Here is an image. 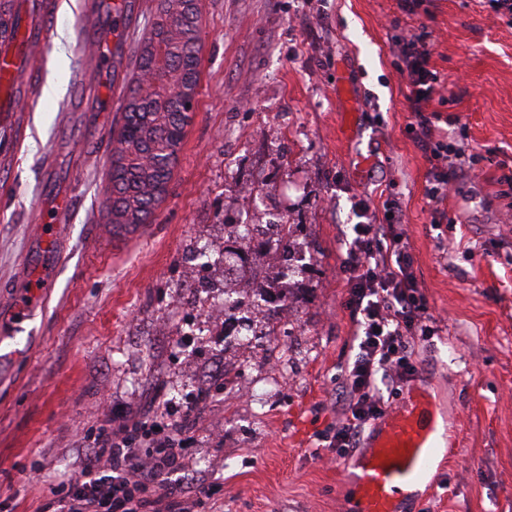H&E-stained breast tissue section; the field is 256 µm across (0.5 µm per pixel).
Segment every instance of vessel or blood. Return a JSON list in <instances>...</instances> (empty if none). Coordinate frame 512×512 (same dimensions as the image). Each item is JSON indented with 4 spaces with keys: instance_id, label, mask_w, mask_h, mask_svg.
Returning a JSON list of instances; mask_svg holds the SVG:
<instances>
[{
    "instance_id": "1",
    "label": "vessel or blood",
    "mask_w": 512,
    "mask_h": 512,
    "mask_svg": "<svg viewBox=\"0 0 512 512\" xmlns=\"http://www.w3.org/2000/svg\"><path fill=\"white\" fill-rule=\"evenodd\" d=\"M54 11L55 0H28L26 25L17 32L10 28L0 30V112L15 111L12 90L22 74L31 69L37 54L46 52L49 39L43 31ZM68 214L69 207L63 202L52 214L37 217V236L49 246L45 265L52 267L61 260L55 246ZM50 286L47 277L32 281L27 296L20 298L7 318L0 321V333L14 332L27 322L36 304L45 300ZM428 403L426 391L411 390L397 410L376 421L368 451L346 460L345 469L358 472L357 499L350 512H402L400 487L423 484L436 456H453V448L442 447L434 438V425L422 420Z\"/></svg>"
}]
</instances>
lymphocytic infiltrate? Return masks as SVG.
Instances as JSON below:
<instances>
[{
    "instance_id": "f902f5d3",
    "label": "lymphocytic infiltrate",
    "mask_w": 512,
    "mask_h": 512,
    "mask_svg": "<svg viewBox=\"0 0 512 512\" xmlns=\"http://www.w3.org/2000/svg\"><path fill=\"white\" fill-rule=\"evenodd\" d=\"M392 49L410 80L408 110L418 117L434 161L427 197L440 202L448 195L449 165L444 142L435 138L424 115L440 83L429 67L430 45L419 35L395 39ZM389 211L388 223L353 225L346 243L343 272L356 318L358 354L340 376L342 422L333 436L340 448L354 447L364 426L381 414L377 374L395 383L412 376V341L435 333L412 275L414 259L400 230L402 211L395 205ZM208 396L199 391L193 406L178 409L162 400L152 413L101 426L78 476L58 490L57 512H199L204 491L185 494L171 478L185 466L181 423Z\"/></svg>"
}]
</instances>
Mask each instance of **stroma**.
Listing matches in <instances>:
<instances>
[{"instance_id": "35a3bbf8", "label": "stroma", "mask_w": 512, "mask_h": 512, "mask_svg": "<svg viewBox=\"0 0 512 512\" xmlns=\"http://www.w3.org/2000/svg\"><path fill=\"white\" fill-rule=\"evenodd\" d=\"M87 0H59L50 49L20 83L23 108L0 117L18 140L0 153V314L30 263L35 211L68 200L65 255L50 296L0 342V512H39L81 469L74 442L112 410L175 405L210 388L184 445L183 485H205V512H346L355 488L326 447L339 420L336 377L356 351L342 238L358 204L387 223L405 214L413 271L433 336L414 347V376L381 385L385 409L428 389L459 439L455 457L409 512H512V14L494 0H200V85L164 201L134 234L108 233L111 153L157 0H131L115 48L77 52ZM427 31L442 84L427 116L465 158L447 201L431 180L411 87L390 46ZM65 65L62 92L48 77ZM86 72L96 109L72 101ZM299 225L291 261L268 263L264 289L224 286L237 225ZM201 291L191 303L181 288ZM289 288L298 333L287 375L250 357ZM232 296L239 335L212 318ZM233 385L219 382L224 373ZM270 382L258 402L244 390Z\"/></svg>"}]
</instances>
